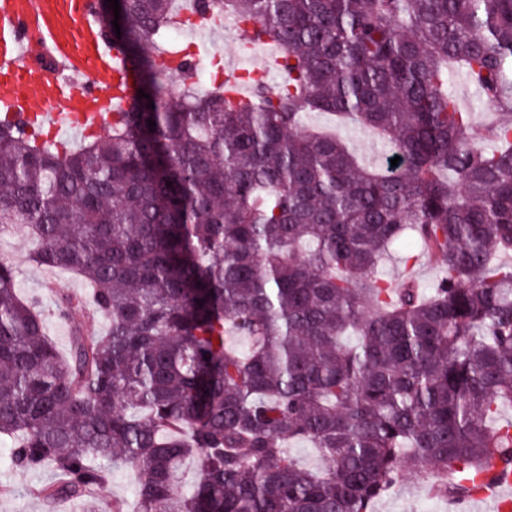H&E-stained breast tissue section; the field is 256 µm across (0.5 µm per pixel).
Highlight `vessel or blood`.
Returning a JSON list of instances; mask_svg holds the SVG:
<instances>
[{"label":"vessel or blood","mask_w":512,"mask_h":512,"mask_svg":"<svg viewBox=\"0 0 512 512\" xmlns=\"http://www.w3.org/2000/svg\"><path fill=\"white\" fill-rule=\"evenodd\" d=\"M135 65L113 45L100 0H0V112L44 139L100 130L131 102ZM477 495L512 512L499 461Z\"/></svg>","instance_id":"vessel-or-blood-1"}]
</instances>
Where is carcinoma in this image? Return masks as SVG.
Masks as SVG:
<instances>
[{
    "label": "carcinoma",
    "instance_id": "obj_1",
    "mask_svg": "<svg viewBox=\"0 0 512 512\" xmlns=\"http://www.w3.org/2000/svg\"><path fill=\"white\" fill-rule=\"evenodd\" d=\"M200 2L279 48L276 89L249 71L245 100L193 73L171 90L181 0H119L112 42L150 99L65 153L0 119V224L108 321L61 358L0 262L12 462L55 472L32 493L59 501L130 468L134 512H373L407 474L465 499L488 457L512 467V0ZM453 68L494 126L457 106ZM310 112L378 130L398 165L308 132ZM408 230L439 268L427 288L380 271Z\"/></svg>",
    "mask_w": 512,
    "mask_h": 512
}]
</instances>
